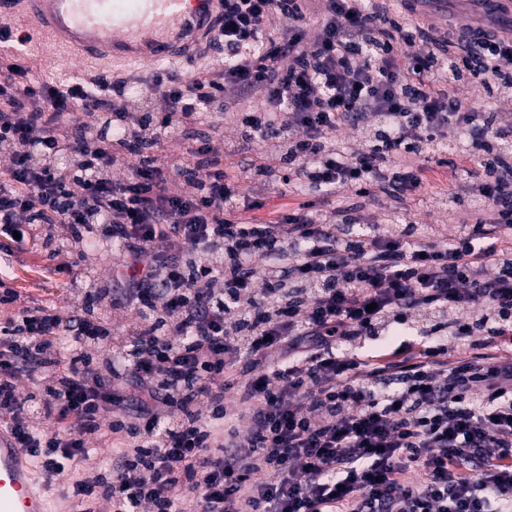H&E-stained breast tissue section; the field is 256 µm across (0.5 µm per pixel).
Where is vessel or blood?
Wrapping results in <instances>:
<instances>
[{
    "mask_svg": "<svg viewBox=\"0 0 512 512\" xmlns=\"http://www.w3.org/2000/svg\"><path fill=\"white\" fill-rule=\"evenodd\" d=\"M25 13L72 58L102 64L187 61L206 46L223 0H0ZM25 449L0 432V512H48Z\"/></svg>",
    "mask_w": 512,
    "mask_h": 512,
    "instance_id": "1",
    "label": "vessel or blood"
}]
</instances>
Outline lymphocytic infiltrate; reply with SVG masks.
<instances>
[{
    "label": "lymphocytic infiltrate",
    "instance_id": "f902f5d3",
    "mask_svg": "<svg viewBox=\"0 0 512 512\" xmlns=\"http://www.w3.org/2000/svg\"><path fill=\"white\" fill-rule=\"evenodd\" d=\"M386 2L224 0L223 62L147 77L149 110L105 73L0 65V244L46 252L70 292L34 307L0 288V428L49 476L81 467L78 502L512 512V360L450 348L512 342V113L493 108L512 100V21L499 0L442 27L425 17L448 0ZM111 120L123 134L101 136ZM175 131L182 151L157 160ZM451 139L468 163L448 205L472 223L392 222ZM250 185L324 201L256 224ZM345 193L367 201L362 234L329 203ZM107 438L108 479L85 466Z\"/></svg>",
    "mask_w": 512,
    "mask_h": 512
}]
</instances>
